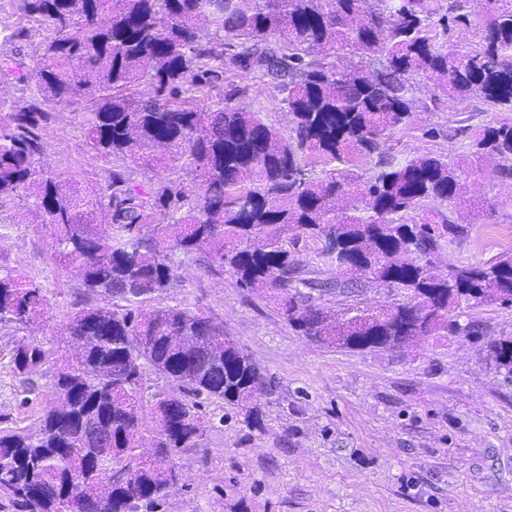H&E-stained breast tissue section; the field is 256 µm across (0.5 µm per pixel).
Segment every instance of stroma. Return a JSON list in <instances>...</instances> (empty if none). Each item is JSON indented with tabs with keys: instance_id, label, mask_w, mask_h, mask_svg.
<instances>
[{
	"instance_id": "obj_1",
	"label": "stroma",
	"mask_w": 512,
	"mask_h": 512,
	"mask_svg": "<svg viewBox=\"0 0 512 512\" xmlns=\"http://www.w3.org/2000/svg\"><path fill=\"white\" fill-rule=\"evenodd\" d=\"M21 26L26 36L10 38ZM50 36L28 21L21 0H0V61L33 68ZM231 84L249 88L241 106L287 132L279 92L254 73L223 74L191 95L216 102ZM428 97L419 91L411 122L393 131L389 143L397 159L468 160L476 131L512 123V112L476 98H446L430 110ZM88 112L82 100L49 107L38 130L37 169L82 192H104L116 170L146 198L170 179L194 186L193 175L182 171L97 154L86 140ZM496 165L486 161L464 176L467 200L484 209L480 220L428 205L440 243L435 272L512 253V180L498 179ZM447 216L463 233H448ZM323 247L305 236L290 244L306 277L343 280ZM0 267L40 286L47 299L33 322L0 329V429L30 432L58 401L55 365L74 357L65 335L68 315L110 300L87 295L78 271L58 264L51 233L23 191L0 199ZM177 275L147 307L180 306L210 316L262 368L273 391L260 399L258 428L221 400L204 402V436L199 447L174 456L183 480L163 512H512V380L487 356L490 340L512 336V307L465 309L461 322L478 327L471 336H430L391 352L351 351L298 335L262 291L238 287L229 271H206L186 258ZM23 342L49 353L48 364L29 380L11 365L13 348Z\"/></svg>"
}]
</instances>
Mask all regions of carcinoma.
Listing matches in <instances>:
<instances>
[{"instance_id": "1", "label": "carcinoma", "mask_w": 512, "mask_h": 512, "mask_svg": "<svg viewBox=\"0 0 512 512\" xmlns=\"http://www.w3.org/2000/svg\"><path fill=\"white\" fill-rule=\"evenodd\" d=\"M486 18L481 40L448 52L436 28L464 23L467 2ZM26 16L53 37L29 73L35 101L0 128V197L31 190L55 252L79 271L91 296L68 317L67 335L82 336L80 361L54 379L67 405L51 406L34 433L0 430V512H157L176 487L168 454L199 446L198 411L219 399L260 422V367L209 317L178 306L144 309L177 278L178 258L229 270L240 288L262 287L300 335L326 345L392 351L426 336L471 334L448 319L460 303L512 306V254L496 261L429 271L439 248L432 224L409 221L430 201L458 206L464 169L446 158L403 162L383 148L410 123L420 78L430 100L480 98L512 112V0H23ZM212 26L202 40L198 23ZM238 44L224 41L226 36ZM359 59L351 70L335 58ZM253 71L277 80L289 135L259 113L230 101L236 86L210 105L187 101L224 73ZM139 88V96L129 94ZM89 102L86 138L103 156L174 166L199 178L194 195L173 181L144 201L121 172L107 201L41 172L39 122L44 104ZM475 154L512 174V124L476 134ZM346 168L326 169L334 163ZM324 241V254L346 256V273L404 292L375 308L315 304L313 292L345 293L350 284L302 277L288 232ZM41 288L0 271V327L20 326L44 310ZM489 356L512 374V337L493 340ZM11 362L25 379L48 363L38 344H19ZM177 384L189 399H160L155 428L142 431L143 369ZM105 428L112 454L95 457L88 439Z\"/></svg>"}]
</instances>
